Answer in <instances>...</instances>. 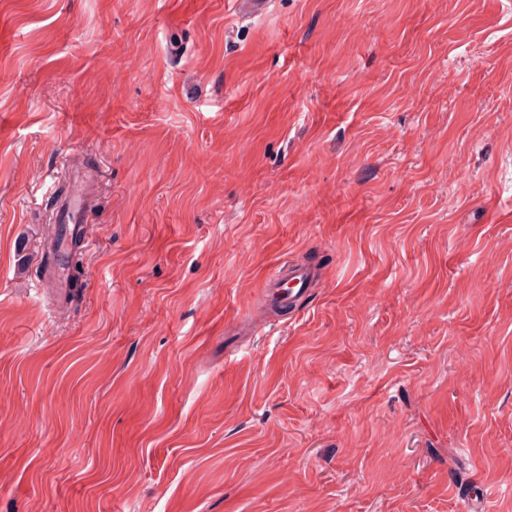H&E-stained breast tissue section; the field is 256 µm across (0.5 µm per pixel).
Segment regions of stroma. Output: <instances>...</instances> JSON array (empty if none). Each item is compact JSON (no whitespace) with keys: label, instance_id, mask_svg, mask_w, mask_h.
I'll use <instances>...</instances> for the list:
<instances>
[{"label":"stroma","instance_id":"35a3bbf8","mask_svg":"<svg viewBox=\"0 0 512 512\" xmlns=\"http://www.w3.org/2000/svg\"><path fill=\"white\" fill-rule=\"evenodd\" d=\"M268 3L0 0V512H512V0ZM88 205V198L85 196L81 203H77L75 199L70 195V199L67 203L60 204L58 210V222L60 224H71L72 236L76 243L83 245L84 247H90L92 242L89 240L84 231V211ZM316 277L314 268L292 263L285 258L274 266L266 278L261 291L262 302L265 306L280 309L299 308L311 294L312 288L309 287Z\"/></svg>","mask_w":512,"mask_h":512}]
</instances>
